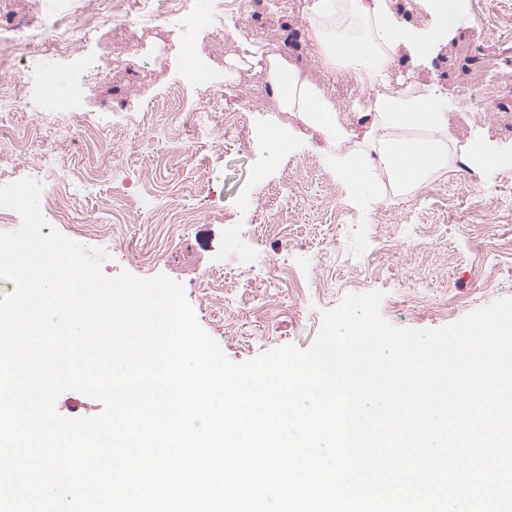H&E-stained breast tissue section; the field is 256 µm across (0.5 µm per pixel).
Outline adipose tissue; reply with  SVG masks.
Wrapping results in <instances>:
<instances>
[{"mask_svg": "<svg viewBox=\"0 0 512 512\" xmlns=\"http://www.w3.org/2000/svg\"><path fill=\"white\" fill-rule=\"evenodd\" d=\"M423 7L432 19L426 28L401 21L393 0H310L307 6L314 42L325 61L350 71L369 91L366 103L349 107L369 120L361 148L351 147L356 133L340 119L330 90L302 78L284 59L259 54L250 58L255 69L267 71L284 110L297 113L335 147L336 172L355 198L377 196L372 184L376 170L385 171L393 187L406 195L450 160L447 105L438 88L381 92L392 81L397 52L429 57L470 16L469 0H423ZM465 162L476 171L512 168V148H500L478 131L467 142Z\"/></svg>", "mask_w": 512, "mask_h": 512, "instance_id": "obj_1", "label": "adipose tissue"}]
</instances>
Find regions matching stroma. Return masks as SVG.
Instances as JSON below:
<instances>
[{
  "mask_svg": "<svg viewBox=\"0 0 512 512\" xmlns=\"http://www.w3.org/2000/svg\"><path fill=\"white\" fill-rule=\"evenodd\" d=\"M470 5V22L427 64L404 52L397 58L406 89L435 81L451 111L460 110L470 89L496 100L493 111H471L464 127L451 129L456 155L478 128L512 146V0ZM197 16L187 0L163 36L136 31L130 56L139 73L129 81L113 80L105 68L76 92L56 84L41 110L17 98L0 118L30 146L20 163L42 169L46 191L69 199L65 216L44 210L52 228L103 248L106 276L163 274L180 283L202 327L235 364L288 345L309 349L322 311L351 293L383 292L382 317L394 327L418 329L449 325L512 297V256L501 237L512 229V169L474 173L454 161L407 196L380 171V201L357 205L329 155L311 148L309 138L267 164L254 142L287 123L274 96L244 82L236 65L243 45L274 47L286 29L294 34L291 63L314 83L335 88L350 75L324 67L308 40L306 14L272 8L225 21L210 15L201 29ZM194 32L224 59L226 79L210 89L186 74L184 47ZM49 41L42 33L29 46L13 47V71L24 73L30 55L51 62L62 77L92 66L86 45L63 60L46 54ZM115 95L124 96V112L104 111L102 100ZM241 96L253 99L243 117L248 134L227 146L210 129ZM208 98L213 112L195 113ZM244 197L254 199V209L241 208ZM265 222L285 225L287 237L256 232ZM80 224H101L107 232L83 235L76 231ZM398 230L404 250H384ZM134 250L145 253L147 265L128 262ZM372 253L378 260L370 273L363 259ZM248 259L260 267L274 260L283 275L274 284L256 278L248 301L239 304L232 268Z\"/></svg>",
  "mask_w": 512,
  "mask_h": 512,
  "instance_id": "stroma-1",
  "label": "stroma"
}]
</instances>
